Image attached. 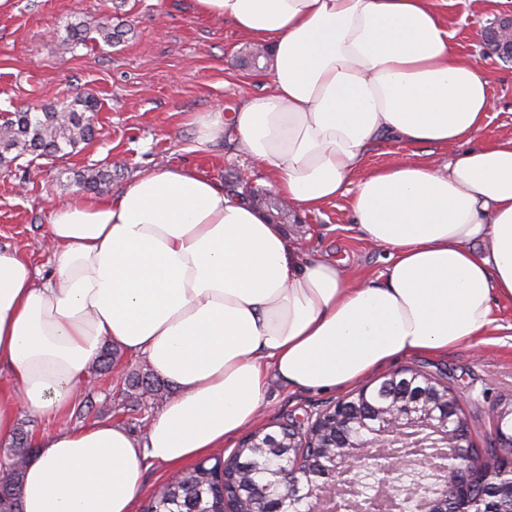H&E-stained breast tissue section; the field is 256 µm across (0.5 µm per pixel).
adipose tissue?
I'll return each instance as SVG.
<instances>
[{
    "label": "adipose tissue",
    "mask_w": 512,
    "mask_h": 512,
    "mask_svg": "<svg viewBox=\"0 0 512 512\" xmlns=\"http://www.w3.org/2000/svg\"><path fill=\"white\" fill-rule=\"evenodd\" d=\"M271 48V89L199 117L233 129L301 213L348 197L374 279L306 258L282 225L184 167L54 209L55 273L0 249V439L20 409L63 416L105 345L146 356L176 392L145 439L61 427L24 468L23 512H133L146 466L178 470L255 421L269 380L340 389L396 357L488 342L512 302V136L477 143L489 82L434 0H195ZM448 152L368 173L381 141Z\"/></svg>",
    "instance_id": "ef3b65f1"
}]
</instances>
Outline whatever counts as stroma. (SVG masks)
Segmentation results:
<instances>
[{"instance_id":"stroma-1","label":"stroma","mask_w":512,"mask_h":512,"mask_svg":"<svg viewBox=\"0 0 512 512\" xmlns=\"http://www.w3.org/2000/svg\"><path fill=\"white\" fill-rule=\"evenodd\" d=\"M440 14L457 31L460 52L489 81L496 106L479 134L492 141L512 134V63L487 52L482 35L497 17L512 14V0H436ZM111 17L130 24L118 43L63 49L60 39L71 23ZM248 40L228 23L196 13L194 0H5L0 5V114L27 107L62 108L91 94L98 101L94 139L76 154L55 158L26 156L0 168V248L29 258L43 276L54 272L47 247L53 208L81 200L73 179L93 165L110 172L103 191L117 192L135 177L170 165L190 168L221 188L249 173L250 186L264 189L255 163L233 136L198 142L196 117L216 108L234 111L249 96L267 91L269 72L239 64ZM308 256L342 259L352 280L371 279L385 267L387 250L371 246L353 224L347 198L339 197L303 223L285 225ZM496 342L467 345L444 354L413 353L375 369L373 378L412 367L446 372L450 388L464 396L477 446L492 429L489 410L512 400V304L495 311ZM128 396L92 364L88 387L63 418L20 412L18 425L32 439L61 425L81 427L96 420L125 427L143 438L151 420L172 394ZM345 390L288 388L270 383L268 404L258 426L305 416L345 397Z\"/></svg>"}]
</instances>
